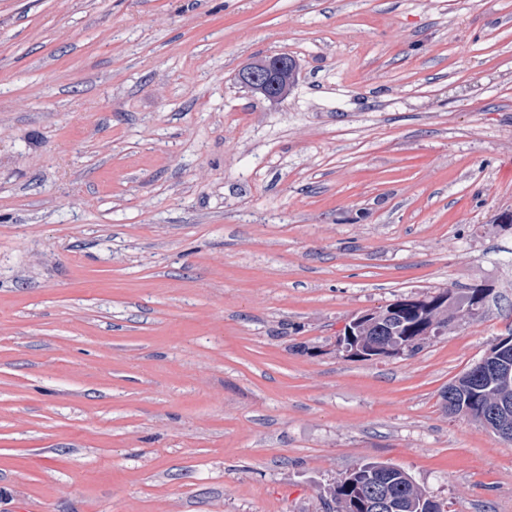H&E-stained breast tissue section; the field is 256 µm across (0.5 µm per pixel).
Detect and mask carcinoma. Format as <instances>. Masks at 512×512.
Segmentation results:
<instances>
[{
    "label": "carcinoma",
    "instance_id": "cac0c4a2",
    "mask_svg": "<svg viewBox=\"0 0 512 512\" xmlns=\"http://www.w3.org/2000/svg\"><path fill=\"white\" fill-rule=\"evenodd\" d=\"M485 299L484 289L471 288L466 305L453 299H429L420 304L415 320L420 327L409 334L394 331V304L372 313L356 344L365 358L373 356L378 346H397L416 351L430 337L448 330L455 315L478 305ZM506 360L512 364V335L500 340L482 358L448 383L441 392L444 409L450 414H462L475 419L493 432L498 427L512 429V382L501 383L490 376L477 377L483 365ZM385 486L393 502V512H444L441 505L422 490L403 469L383 462L360 464L344 472L336 481L327 503V512H373L372 500L379 486Z\"/></svg>",
    "mask_w": 512,
    "mask_h": 512
}]
</instances>
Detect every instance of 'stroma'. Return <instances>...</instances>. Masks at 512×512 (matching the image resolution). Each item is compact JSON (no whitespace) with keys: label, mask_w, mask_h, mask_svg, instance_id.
Instances as JSON below:
<instances>
[{"label":"stroma","mask_w":512,"mask_h":512,"mask_svg":"<svg viewBox=\"0 0 512 512\" xmlns=\"http://www.w3.org/2000/svg\"><path fill=\"white\" fill-rule=\"evenodd\" d=\"M296 61L287 97L239 84ZM512 0H0V512H512L441 391L512 335ZM486 288L417 351L357 314ZM266 68L267 71L259 72L252 69L240 70L238 73V80L245 87L253 90L255 87L260 85L267 86L272 81L273 77L278 73L279 70L288 67V60L280 54H271L267 56ZM272 87L269 90V96L266 98L272 101L282 99L280 96L274 93V88L277 87L275 81H272ZM380 485L393 499V512H444L408 473L383 462L360 464L344 472L331 490L327 511L373 512V495Z\"/></svg>","instance_id":"obj_1"}]
</instances>
